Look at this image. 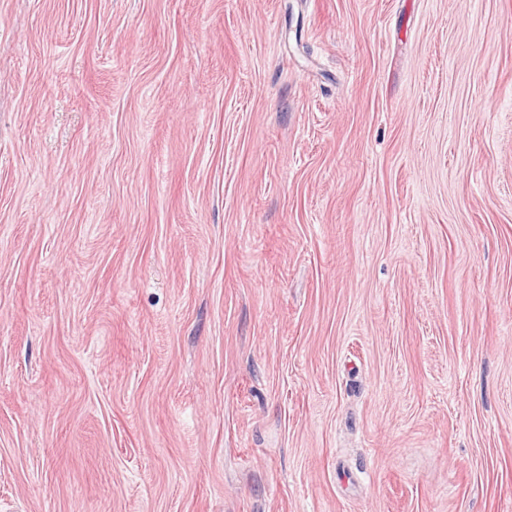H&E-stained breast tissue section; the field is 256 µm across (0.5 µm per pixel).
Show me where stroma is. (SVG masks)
I'll return each instance as SVG.
<instances>
[{"mask_svg":"<svg viewBox=\"0 0 512 512\" xmlns=\"http://www.w3.org/2000/svg\"><path fill=\"white\" fill-rule=\"evenodd\" d=\"M0 512H512V0H0Z\"/></svg>","mask_w":512,"mask_h":512,"instance_id":"1","label":"stroma"}]
</instances>
